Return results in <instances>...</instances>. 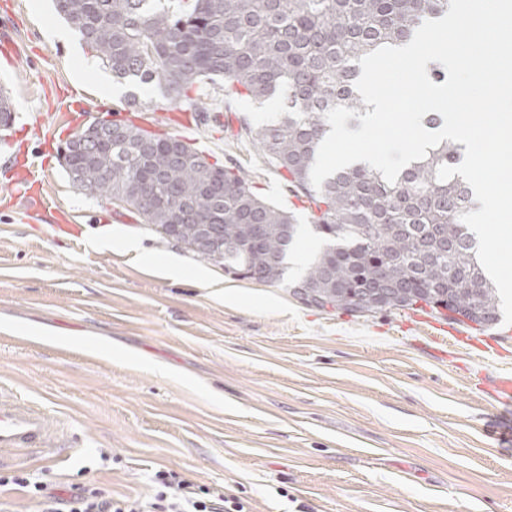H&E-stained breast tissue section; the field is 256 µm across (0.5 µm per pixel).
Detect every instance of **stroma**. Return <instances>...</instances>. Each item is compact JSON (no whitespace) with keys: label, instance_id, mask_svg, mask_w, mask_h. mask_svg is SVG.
<instances>
[{"label":"stroma","instance_id":"obj_1","mask_svg":"<svg viewBox=\"0 0 512 512\" xmlns=\"http://www.w3.org/2000/svg\"><path fill=\"white\" fill-rule=\"evenodd\" d=\"M59 20L52 0H0V36L16 49L14 60L0 55L16 116L0 131V392L41 405L67 449L49 461L16 452L7 472L146 500L153 473L169 469L247 500L250 512H512V407L486 389L512 371V335L465 325L505 348L494 363L455 344L440 316L310 307L291 288L295 272L280 283L236 277L80 193L58 155L81 127L61 111L66 93L91 117L235 162L261 198L313 222L238 136L241 120L279 115L278 100H230L219 81L201 88L206 113H163L154 83L116 97L93 80L75 85L74 64L93 54L76 35L48 40L46 23ZM132 94L140 106H128ZM30 161L52 209L33 223L30 201L7 189ZM59 224L82 225L83 238ZM104 228L137 235L156 257L179 256L188 276L89 249L86 236ZM200 267L209 280L194 277Z\"/></svg>","mask_w":512,"mask_h":512}]
</instances>
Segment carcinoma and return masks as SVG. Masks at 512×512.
I'll use <instances>...</instances> for the list:
<instances>
[{"label": "carcinoma", "instance_id": "1", "mask_svg": "<svg viewBox=\"0 0 512 512\" xmlns=\"http://www.w3.org/2000/svg\"><path fill=\"white\" fill-rule=\"evenodd\" d=\"M56 12L112 70L117 80L155 82L171 106L207 108L196 95L224 80L229 95L262 102L281 97L276 121L241 122L240 136L308 203L323 242L297 286L303 302L350 313L414 309L421 303L447 319L480 328L499 321V296L477 258V240L460 220L472 188L441 165L462 162V147L444 140L427 149L390 185L368 166L310 182L325 113L345 106L364 114L356 91L358 60L383 45L402 46L449 0H191L187 8L156 0H54ZM89 135L64 143V169L84 195L111 198L145 223L181 228L190 244L195 224H217L219 257H197L224 271L261 280L284 278L288 253L302 233L294 215L260 198L236 166L211 163L189 144L120 120L95 119Z\"/></svg>", "mask_w": 512, "mask_h": 512}]
</instances>
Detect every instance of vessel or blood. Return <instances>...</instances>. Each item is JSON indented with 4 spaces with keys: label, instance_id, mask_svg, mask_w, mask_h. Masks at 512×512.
Returning a JSON list of instances; mask_svg holds the SVG:
<instances>
[{
    "label": "vessel or blood",
    "instance_id": "obj_1",
    "mask_svg": "<svg viewBox=\"0 0 512 512\" xmlns=\"http://www.w3.org/2000/svg\"><path fill=\"white\" fill-rule=\"evenodd\" d=\"M15 449L39 457L61 456V443L55 421L43 408L18 399L0 398V466L6 453Z\"/></svg>",
    "mask_w": 512,
    "mask_h": 512
}]
</instances>
